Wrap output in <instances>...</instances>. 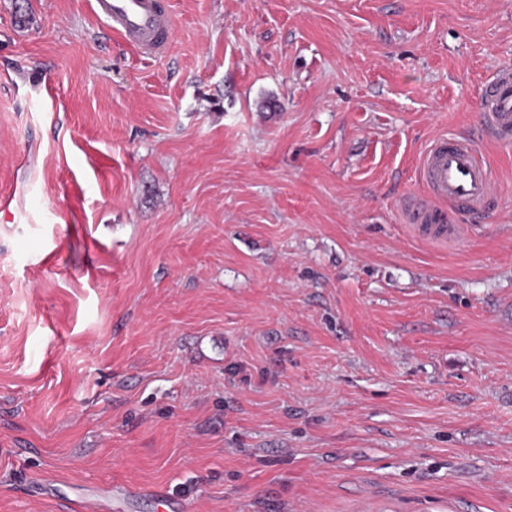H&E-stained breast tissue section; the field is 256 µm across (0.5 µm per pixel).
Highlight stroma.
<instances>
[{
  "label": "stroma",
  "instance_id": "1",
  "mask_svg": "<svg viewBox=\"0 0 512 512\" xmlns=\"http://www.w3.org/2000/svg\"><path fill=\"white\" fill-rule=\"evenodd\" d=\"M0 0V512H512V144L445 246L512 0ZM26 24H18V17ZM159 0H92L106 25L149 55L164 53L174 34V21ZM426 196L404 204L406 221L425 241L448 244L468 230L453 218L456 210L481 216L498 198L499 187L475 142L456 134L437 135L418 162ZM439 204H448L447 210ZM111 492L112 510H119L120 502L126 499L130 491L116 483L112 484V491L109 489H102L94 497L86 499V510L89 512H100L110 508L108 502L111 501Z\"/></svg>",
  "mask_w": 512,
  "mask_h": 512
}]
</instances>
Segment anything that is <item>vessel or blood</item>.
<instances>
[{"label": "vessel or blood", "instance_id": "vessel-or-blood-1", "mask_svg": "<svg viewBox=\"0 0 512 512\" xmlns=\"http://www.w3.org/2000/svg\"><path fill=\"white\" fill-rule=\"evenodd\" d=\"M106 25L149 55L164 53L174 34V21L158 0H92ZM481 131L492 142H512V64L500 65L490 76L481 103ZM418 177L426 195L404 205L412 230L425 241L448 244L461 239L466 225L454 211L481 216L498 198L499 187L490 167L471 139L450 133L437 135L418 162ZM128 491L121 485L86 499L88 512H107Z\"/></svg>", "mask_w": 512, "mask_h": 512}]
</instances>
